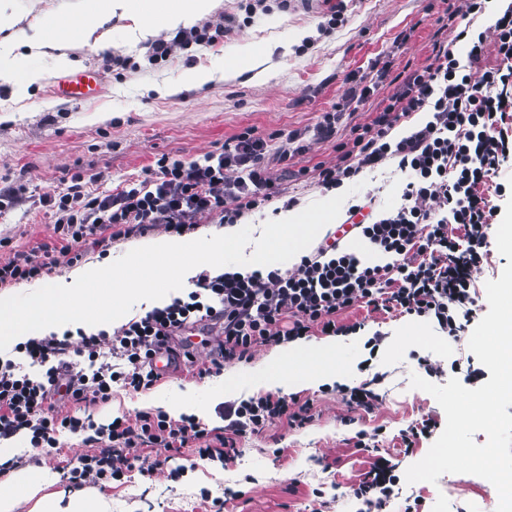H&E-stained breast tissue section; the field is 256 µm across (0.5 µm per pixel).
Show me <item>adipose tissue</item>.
<instances>
[{
	"label": "adipose tissue",
	"mask_w": 512,
	"mask_h": 512,
	"mask_svg": "<svg viewBox=\"0 0 512 512\" xmlns=\"http://www.w3.org/2000/svg\"><path fill=\"white\" fill-rule=\"evenodd\" d=\"M215 0H71L63 17L31 26L23 38L32 52H56L66 61L76 42L103 45L99 31L112 18L128 21L126 38L138 43L153 37L157 30H168L193 23L209 13ZM268 388L285 390L314 385L324 376L336 373V345L331 341H300L283 354L267 361ZM39 488L26 475L10 473L0 480V512H16L21 501L32 504L30 512H111L112 505L89 492L75 491L69 497L39 496Z\"/></svg>",
	"instance_id": "adipose-tissue-1"
}]
</instances>
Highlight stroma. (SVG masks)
Listing matches in <instances>:
<instances>
[{"instance_id": "1", "label": "stroma", "mask_w": 512, "mask_h": 512, "mask_svg": "<svg viewBox=\"0 0 512 512\" xmlns=\"http://www.w3.org/2000/svg\"><path fill=\"white\" fill-rule=\"evenodd\" d=\"M336 0H266L267 9L245 27L213 45H191L167 60L152 64L145 45L129 46L122 20L105 25L108 49L90 45L69 52V65L53 57L31 54L24 46L15 54L20 70L43 74L36 83L0 84V179L25 188L23 206L0 214V237L10 238L0 250L5 260L13 252L40 255L52 242L54 216L41 204L49 192L64 190L76 171L99 174L98 190L112 189L140 176L157 155L192 158L219 149L242 128L257 133L311 129L324 113L336 115V138L350 139L354 126L367 123L372 110L387 96L391 79L405 69L426 65L434 40L447 42L459 59L468 46L442 28L444 0H345L346 20L331 33L318 29ZM262 48L275 75L263 80L253 72L222 79L227 60ZM129 58V65L111 62V55ZM93 67L102 74V90L90 101L62 103L51 95L55 81ZM192 70L212 73V80L195 88L183 85ZM369 87L363 100L347 98L351 85ZM332 143L307 140L305 152L275 164L288 196L304 209L329 193L314 179L297 178L299 169L317 162H336ZM402 179L392 165L357 175L361 191L347 205L377 196L379 209L397 208ZM341 323H360L356 333L338 345L344 366L340 377H325L314 386L294 390L297 400L310 401L313 420L303 426L276 421L261 434L243 438L233 462L200 460L191 451L161 459L151 475L132 472L93 491L111 501L112 512H356L353 486L362 481L375 459L395 465L397 474L427 454L431 442L421 438L405 445L401 435L414 425L444 428L443 409L429 393L411 388V374H424L425 363L439 367L434 382L457 378L465 387L485 383L467 338L450 341L427 320L391 317L359 308L344 312ZM383 340L376 352L366 342L374 334ZM260 346L246 360L226 365L223 372L194 378L174 370L153 388L131 393L114 387L109 401L95 405L63 402L62 408L98 423L113 418L134 419L141 411H166L179 403L183 414L209 427L222 426L225 402L262 395L265 363L274 354ZM369 385L376 395L370 408L350 403L346 388ZM375 446L357 448L358 434ZM79 436L62 433L49 463L24 465L47 495L70 491L65 476L70 462L83 454ZM495 512L498 493L487 480L471 474H445L437 483H400L386 512Z\"/></svg>"}]
</instances>
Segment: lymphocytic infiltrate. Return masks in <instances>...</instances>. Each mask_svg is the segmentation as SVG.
I'll return each mask as SVG.
<instances>
[{"instance_id": "obj_1", "label": "lymphocytic infiltrate", "mask_w": 512, "mask_h": 512, "mask_svg": "<svg viewBox=\"0 0 512 512\" xmlns=\"http://www.w3.org/2000/svg\"><path fill=\"white\" fill-rule=\"evenodd\" d=\"M486 3L449 0L447 25L457 29L458 40L467 41L466 60L434 43L430 64L397 75L370 122L356 127L350 142L337 143L339 162L314 165L317 184L329 191L386 160L396 161L404 176L400 207L369 222L361 218L362 205L347 211L360 250L342 249L334 232L292 268L202 272L186 296L114 330L81 333L76 343L66 332L18 344L17 358L0 357V441L26 433L35 463L38 449L56 447L57 433L81 435L86 451L68 470L76 485L118 481L134 471L152 473L158 463L147 456L150 448H192L202 458L220 452L231 461L241 438L275 420L295 426L310 421V404L271 395L233 401L224 407L223 426L210 429L191 416L149 412L131 422L116 418L97 424L62 412L61 403L108 401L116 384L134 392L151 389L160 380L151 360L161 350L181 358L191 375L201 378L250 357L259 346L315 331L336 336L348 330L339 314L356 307L425 318L457 340L474 320L475 276L487 257V230L497 215L490 193L502 191L496 177L512 157V2L497 17L492 36H471L473 19L485 12ZM236 26V18L228 16L156 39L148 45V60H165L193 43H213ZM489 40L499 62L472 76L466 67L481 64ZM423 110L431 114L423 126L392 138L399 123ZM267 153V140L247 127L220 150L195 159L161 155L145 179L130 178L109 191L91 190L84 175L74 173L63 192L42 199L56 214L55 245L39 260L17 252L0 261V286L35 279L61 261L76 264L91 248L107 253L119 237L157 228L182 235L205 218L239 223L281 194ZM193 329L205 335L212 350L201 363L179 341ZM25 359L41 367L39 376L24 373ZM396 484L392 465L374 461L353 490L358 512H384Z\"/></svg>"}]
</instances>
